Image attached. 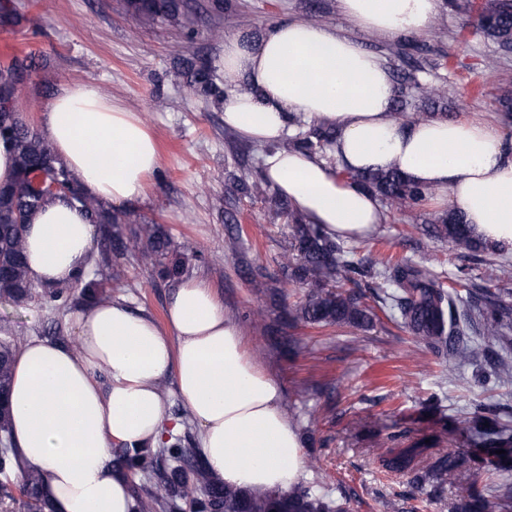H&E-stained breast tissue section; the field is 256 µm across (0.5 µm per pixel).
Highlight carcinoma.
<instances>
[{"mask_svg": "<svg viewBox=\"0 0 512 512\" xmlns=\"http://www.w3.org/2000/svg\"><path fill=\"white\" fill-rule=\"evenodd\" d=\"M126 7L142 28H152L163 21L179 25L185 17L182 0H126ZM479 27L501 50L511 51L512 0H484ZM19 63L29 69L36 67L33 58L16 56L10 66L1 68L0 99L16 97L15 67ZM185 73L194 94L215 105L222 104L224 90L215 82L212 69L200 71L188 60ZM0 139L11 145L16 169L14 180L0 186V301L20 303L36 299L45 308L64 312L75 303L77 290L88 306L109 297L110 288L104 279L89 277L84 266L67 283L47 285L40 292L34 289L27 274L23 229L37 209L59 198L57 194L37 191L35 184L44 175L61 177L73 187L78 183L57 161L47 136L30 128L14 107L0 106ZM334 139L333 130L316 127L304 136L288 140V146L301 151H323ZM351 178L375 192L391 209L418 205L429 196V191L411 184L395 169L353 174ZM69 202L81 205L89 213L91 223L98 226L99 256L94 259L97 271H112L113 253L130 250L147 267L162 265L169 277L182 274L181 266L164 263L170 240L159 225H141L135 237L126 243L119 232L112 230V225L118 223L112 209L82 191L69 198ZM271 203L276 213H286L291 218V242L286 256L288 278L308 289L305 302L296 309L295 319L318 326L369 325L372 310L363 296L351 289L357 278L368 275L380 284L375 301L397 310V327L410 332L425 348L457 364L484 360L497 379L512 378V353L507 348L512 310L504 306L498 293L488 288L479 295L468 288L463 292L447 290L429 267L360 258L359 246L334 240L320 226L305 223L290 211L286 199L273 196ZM436 233L460 248L486 249L466 224L464 215L453 209L442 217ZM0 332L4 334L0 340V437L8 441L6 447H0V502H17L24 512H53L40 475L22 467L13 444L9 443L14 340L8 325L0 326ZM479 410L474 416L463 414L453 418L454 429L478 437L479 446L490 456H496L499 449L511 454L512 424L508 422V411L498 402L481 404ZM439 444V435H425L403 448L387 449L379 461L389 471L411 474V486H428L430 495L437 496L448 485V472L462 464L454 453L439 450ZM114 464L130 482L137 512H182L189 481L195 491L192 512H346V491L340 489L333 496L316 482L285 494L216 483L197 457L188 434L172 435L157 448H120L115 452ZM456 497L465 512H490L512 501V487L493 484L480 492L475 483L465 482L457 485Z\"/></svg>", "mask_w": 512, "mask_h": 512, "instance_id": "1", "label": "carcinoma"}]
</instances>
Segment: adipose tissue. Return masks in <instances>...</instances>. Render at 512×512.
Returning a JSON list of instances; mask_svg holds the SVG:
<instances>
[{"instance_id": "ef3b65f1", "label": "adipose tissue", "mask_w": 512, "mask_h": 512, "mask_svg": "<svg viewBox=\"0 0 512 512\" xmlns=\"http://www.w3.org/2000/svg\"><path fill=\"white\" fill-rule=\"evenodd\" d=\"M336 8L344 26L288 19L253 42L225 37V127L263 147L265 180L329 237L361 240L384 223L379 197L353 175L395 169L460 209L487 244L512 246V141L489 121L396 120L393 74L355 37L426 33L442 0H336ZM299 119L335 131L330 158L288 147ZM44 129L86 195L112 208L146 197L160 167L155 137L100 87L61 84ZM96 235L81 207L47 202L24 234L31 282L69 280ZM71 320L73 344L17 340L10 389V434L55 512H134L112 448H155L162 433H179L169 416L176 400L199 428L197 454L213 480L276 492L297 485L301 444L283 389L207 279L182 281L161 324L113 299ZM168 379L174 392L162 386Z\"/></svg>"}]
</instances>
